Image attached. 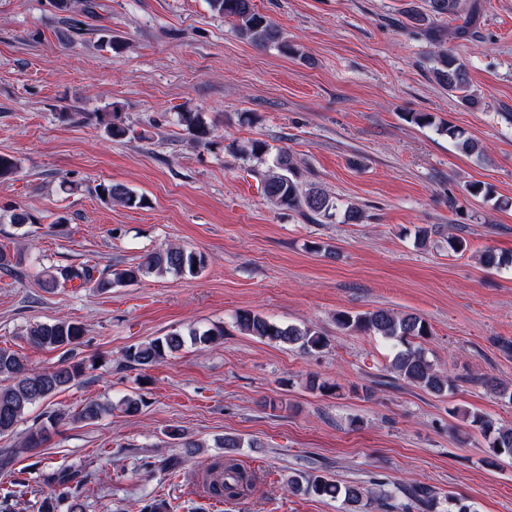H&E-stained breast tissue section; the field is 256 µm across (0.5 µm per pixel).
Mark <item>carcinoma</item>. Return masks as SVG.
<instances>
[{
  "label": "carcinoma",
  "mask_w": 512,
  "mask_h": 512,
  "mask_svg": "<svg viewBox=\"0 0 512 512\" xmlns=\"http://www.w3.org/2000/svg\"><path fill=\"white\" fill-rule=\"evenodd\" d=\"M208 4L213 13L232 22L238 33L255 46L274 47L291 56L298 54V50L282 37L278 27L256 10L253 0H208ZM480 10L479 0H473L468 5L463 4L462 0H429V12L410 16L419 32L436 42L438 51L432 57V73L436 80L449 92L459 94L463 101L472 100L469 70L451 50L444 48L443 39L447 34L455 39H467ZM443 16L458 22L450 33L436 23ZM94 117L114 140H121L129 133V128L112 109L96 112ZM177 123L201 143L208 142L214 132V124L206 114L192 109L177 113ZM443 132L462 152L482 157L479 144L465 136L464 131L448 126ZM18 170L19 164L14 157L0 154V181L14 178ZM256 174L264 195L274 205L296 211L307 219L329 218L335 214L336 202L323 188L317 184L305 187L299 181L295 162L287 152L278 153L271 164L256 171ZM98 187L102 190L99 197L105 203L130 209L147 205L144 195L124 184L103 182ZM205 267L203 254L169 245L146 254L143 261L125 268L99 271L88 265L51 266L44 272L40 287L51 293L77 280L79 286L90 287L103 294L117 286L134 284L151 274L196 277ZM336 326L346 331L368 332L393 342L397 349L389 362L388 371L401 380L437 396L448 393L451 388L452 380L429 360L421 345L431 331L429 324L419 316L398 314L382 308L361 314L341 311L336 313ZM235 327L259 341L288 345L305 353L319 351L328 345L326 336L308 324H281L251 310L236 313ZM26 336L37 348L64 349L69 356L53 368L36 371L28 368L15 352L0 348L1 436L15 433L33 407L78 383L86 370L94 366L93 360L78 359L74 355L85 336V328L79 323L66 319L39 322L26 329ZM223 336L222 327L173 331L129 347L123 353L122 361L150 368L175 356L189 343L199 348L210 347ZM143 405L142 394L136 392L124 395L115 403L92 400L82 407L78 419L95 421L115 410L134 416ZM452 414L461 416L488 438V448L493 456L512 458V427L496 428L486 416L465 409L455 408ZM65 419L63 413L51 414L47 422L28 428L24 433L25 450L32 452L42 447L49 440L51 432ZM16 453L14 448L0 452V475L9 478V487L0 490V512H13L15 498L21 494V489L28 486L27 479L21 477L23 471L13 468ZM182 463L181 457H167L156 462L146 456L141 459L139 470L151 473L161 468L175 472ZM205 477L209 497L219 501L243 496L253 489L255 483L254 473L230 457L214 459L205 464ZM87 482L85 470L80 466L45 467L40 474V483L47 491L35 502L37 512H85L86 502L82 500V494ZM288 488L292 492L339 501L345 512H363L371 495V489L361 483H340L314 472L298 471L288 476ZM384 496L402 498L399 503L391 505L395 512H433L437 504L434 488L420 482L396 484Z\"/></svg>",
  "instance_id": "cac0c4a2"
}]
</instances>
